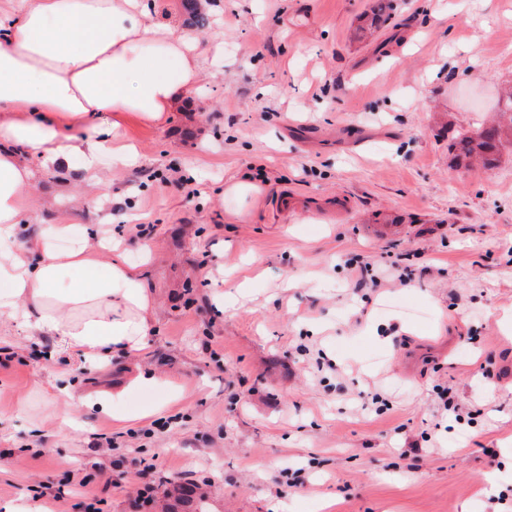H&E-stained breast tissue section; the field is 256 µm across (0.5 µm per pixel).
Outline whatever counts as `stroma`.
I'll use <instances>...</instances> for the list:
<instances>
[{"instance_id": "stroma-1", "label": "stroma", "mask_w": 512, "mask_h": 512, "mask_svg": "<svg viewBox=\"0 0 512 512\" xmlns=\"http://www.w3.org/2000/svg\"><path fill=\"white\" fill-rule=\"evenodd\" d=\"M211 0L199 95L121 131L140 159L36 172L30 237L107 235L154 300L149 344L107 365L47 359L0 320V505L85 476L97 512L175 486L207 512H496L512 488V145H451L512 84V0ZM237 181L252 185L230 195ZM199 187L198 196L187 194ZM147 228L140 237L129 228ZM410 282L371 278L386 265ZM139 373L162 385L128 390ZM179 400L144 422L114 413ZM452 388L443 412L436 391ZM105 390L112 410L80 407ZM119 444L92 451L95 438ZM418 454H409L410 445Z\"/></svg>"}]
</instances>
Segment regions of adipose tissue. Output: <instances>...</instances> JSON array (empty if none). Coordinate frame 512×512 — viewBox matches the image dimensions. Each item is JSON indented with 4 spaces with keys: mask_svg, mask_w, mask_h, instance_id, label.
Masks as SVG:
<instances>
[{
    "mask_svg": "<svg viewBox=\"0 0 512 512\" xmlns=\"http://www.w3.org/2000/svg\"><path fill=\"white\" fill-rule=\"evenodd\" d=\"M221 46L151 23L142 0H0V317L50 337L53 353L105 364L142 350L153 303L122 259L20 242L35 166L78 156L94 175L103 156L133 161L113 148L122 121L163 122ZM102 112L112 125L97 123Z\"/></svg>",
    "mask_w": 512,
    "mask_h": 512,
    "instance_id": "ef3b65f1",
    "label": "adipose tissue"
}]
</instances>
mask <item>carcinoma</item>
<instances>
[{"label": "carcinoma", "instance_id": "cac0c4a2", "mask_svg": "<svg viewBox=\"0 0 512 512\" xmlns=\"http://www.w3.org/2000/svg\"><path fill=\"white\" fill-rule=\"evenodd\" d=\"M182 5L196 28L211 26V17L198 9L197 0H182ZM498 106L500 114L495 123L458 139L456 150L460 162L469 165L476 160L483 168L491 169L496 165L502 148L512 143V93L499 97Z\"/></svg>", "mask_w": 512, "mask_h": 512}]
</instances>
